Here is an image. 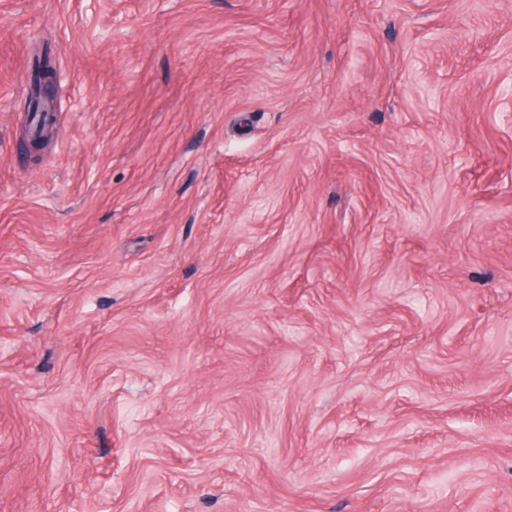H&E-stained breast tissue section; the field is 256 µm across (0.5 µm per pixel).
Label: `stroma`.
<instances>
[{
	"label": "stroma",
	"mask_w": 512,
	"mask_h": 512,
	"mask_svg": "<svg viewBox=\"0 0 512 512\" xmlns=\"http://www.w3.org/2000/svg\"><path fill=\"white\" fill-rule=\"evenodd\" d=\"M506 99L512 0H0V512H512Z\"/></svg>",
	"instance_id": "1"
}]
</instances>
